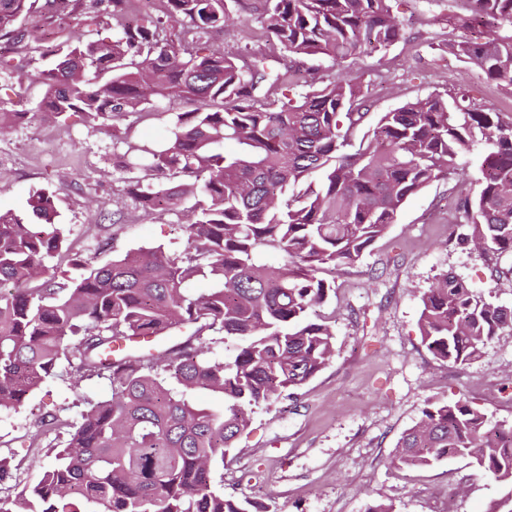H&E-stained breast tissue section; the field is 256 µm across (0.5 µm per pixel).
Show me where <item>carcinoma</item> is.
Instances as JSON below:
<instances>
[{
	"instance_id": "cac0c4a2",
	"label": "carcinoma",
	"mask_w": 512,
	"mask_h": 512,
	"mask_svg": "<svg viewBox=\"0 0 512 512\" xmlns=\"http://www.w3.org/2000/svg\"><path fill=\"white\" fill-rule=\"evenodd\" d=\"M135 2L0 0V40L48 61L30 110L0 96V132L35 115L105 123L178 102L185 111L160 149L131 147L116 166L143 173L126 191L146 209L194 200L181 254L134 249L78 278L49 266L66 249L54 191L0 212V407L21 405L63 358L75 360L76 378L105 374L112 385L111 398L69 425L36 485L0 496V512H252L249 499L214 489L212 467L254 409L333 356L331 328L308 316L330 290L321 274L356 264L412 195L479 145L483 179L461 200V223L484 254H512V119L457 87L383 113L357 143L369 103L360 82L317 69L300 89L291 79L301 58L336 65L401 39L392 0H159L157 14L133 19ZM427 2L446 7V45L512 91V0ZM235 8L254 12L285 72L259 47L240 67L233 52L207 45ZM479 22L490 30L484 42L473 37ZM0 76V92L23 84L2 57ZM201 277L213 287L197 293ZM182 329L184 340L156 353L112 358L122 341ZM420 330L435 358L464 366L512 331V307L445 271L422 296ZM211 333L231 355L202 357L198 341ZM197 390L222 396V409L198 406ZM452 457L506 488L489 512H512V424L466 398L434 401L401 436L394 463Z\"/></svg>"
}]
</instances>
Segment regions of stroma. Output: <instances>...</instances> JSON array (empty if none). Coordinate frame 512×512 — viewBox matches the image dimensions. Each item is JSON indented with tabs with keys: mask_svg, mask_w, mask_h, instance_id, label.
<instances>
[{
	"mask_svg": "<svg viewBox=\"0 0 512 512\" xmlns=\"http://www.w3.org/2000/svg\"><path fill=\"white\" fill-rule=\"evenodd\" d=\"M394 12L405 35L388 49L337 68L319 63L325 72L361 78L367 88L370 108L359 136L371 134L381 113L454 84L485 111L512 117L511 92L441 49L439 7L394 0ZM178 110L162 101L157 110L105 125L75 116L37 118L1 133L0 210H23L32 191L54 190L69 242L94 267L141 247L182 251L189 203L144 212L114 168L128 147L158 146ZM481 162L478 155L463 158V176L435 179L411 196L360 261L328 277V297L311 317L331 325L333 356L292 395L255 410L233 462L213 468L216 489L249 498L258 512H365L375 504L391 512H438L443 505L448 512H487L500 497V487L467 459L423 468L392 463L402 433L428 402L465 397L488 417L512 422V332L496 336L479 359L454 366L432 356L419 327L421 298L445 270L512 306V255L495 262L481 256L456 209L479 181ZM111 395L109 380L75 381L63 360L20 407L0 408V457L10 459L13 471L0 495L35 485L53 462L49 448L66 440V425L79 420L87 402ZM47 414L62 427L43 437L38 454L30 436Z\"/></svg>",
	"mask_w": 512,
	"mask_h": 512,
	"instance_id": "stroma-1",
	"label": "stroma"
}]
</instances>
